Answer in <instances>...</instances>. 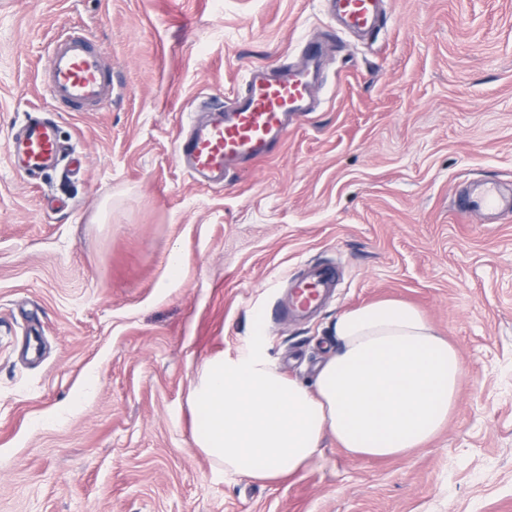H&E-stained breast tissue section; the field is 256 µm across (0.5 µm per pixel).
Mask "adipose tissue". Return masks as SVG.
Listing matches in <instances>:
<instances>
[{
  "label": "adipose tissue",
  "mask_w": 512,
  "mask_h": 512,
  "mask_svg": "<svg viewBox=\"0 0 512 512\" xmlns=\"http://www.w3.org/2000/svg\"><path fill=\"white\" fill-rule=\"evenodd\" d=\"M314 386L258 349L207 358L190 394L193 441L217 466L276 482L316 466L333 436L356 459L421 447L454 410L464 367L417 308L384 301L340 312Z\"/></svg>",
  "instance_id": "1"
}]
</instances>
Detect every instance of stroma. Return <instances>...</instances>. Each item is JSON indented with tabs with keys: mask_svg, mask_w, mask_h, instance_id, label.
Returning a JSON list of instances; mask_svg holds the SVG:
<instances>
[{
	"mask_svg": "<svg viewBox=\"0 0 512 512\" xmlns=\"http://www.w3.org/2000/svg\"><path fill=\"white\" fill-rule=\"evenodd\" d=\"M385 9L356 37L326 0H0V512H512V213L456 209L474 181L512 194V0ZM74 25L108 51L107 111H55L39 86ZM310 39L312 112L199 186L181 123ZM50 111L62 161L17 171L14 131ZM316 265L335 296L284 318L288 277ZM385 299L460 353L437 436L355 460L328 435L320 466L278 484L195 448L205 359L258 342L310 386L337 314Z\"/></svg>",
	"mask_w": 512,
	"mask_h": 512,
	"instance_id": "35a3bbf8",
	"label": "stroma"
}]
</instances>
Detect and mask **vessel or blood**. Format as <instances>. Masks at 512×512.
Masks as SVG:
<instances>
[{
  "label": "vessel or blood",
  "instance_id": "b4317fda",
  "mask_svg": "<svg viewBox=\"0 0 512 512\" xmlns=\"http://www.w3.org/2000/svg\"><path fill=\"white\" fill-rule=\"evenodd\" d=\"M384 0H329V11L341 30L370 33L378 28ZM323 49L310 40L306 59L298 67H251L245 86L235 92L231 107L210 104L211 116L190 122L176 138V159L193 179L209 188L222 186L243 163L270 155L280 144L293 116L310 111L312 89L319 78ZM45 95L67 112H99L112 104V71L104 47L87 30H76L53 42L46 74ZM27 170L55 165L59 146L54 124L47 118L27 121L12 142ZM463 213L511 211L512 197L501 194L497 182L482 181L465 195ZM336 286L333 268L316 266L291 290L289 316L311 313Z\"/></svg>",
  "mask_w": 512,
  "mask_h": 512
}]
</instances>
